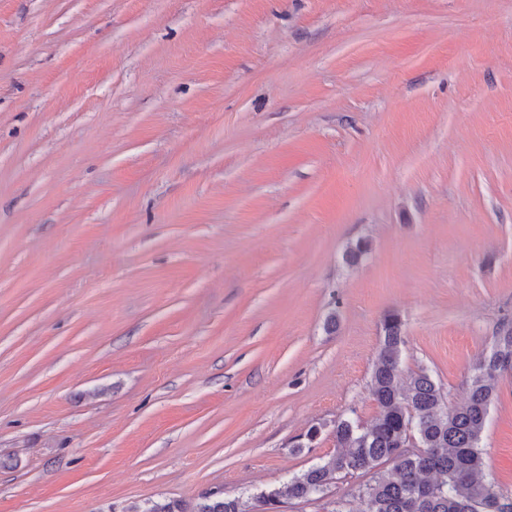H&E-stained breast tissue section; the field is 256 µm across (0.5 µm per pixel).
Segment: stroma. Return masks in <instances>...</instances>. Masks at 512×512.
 I'll use <instances>...</instances> for the list:
<instances>
[{"label":"stroma","instance_id":"1","mask_svg":"<svg viewBox=\"0 0 512 512\" xmlns=\"http://www.w3.org/2000/svg\"><path fill=\"white\" fill-rule=\"evenodd\" d=\"M389 310L453 405L512 323V0H0V512L303 473Z\"/></svg>","mask_w":512,"mask_h":512}]
</instances>
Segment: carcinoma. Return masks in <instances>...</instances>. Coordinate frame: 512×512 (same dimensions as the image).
Returning a JSON list of instances; mask_svg holds the SVG:
<instances>
[{"label": "carcinoma", "mask_w": 512, "mask_h": 512, "mask_svg": "<svg viewBox=\"0 0 512 512\" xmlns=\"http://www.w3.org/2000/svg\"><path fill=\"white\" fill-rule=\"evenodd\" d=\"M369 251L368 241L359 240L345 261L355 264ZM381 331L370 383L377 416L367 426L349 417L334 420L335 455L246 500L207 491L191 510L168 498L129 512H276L284 501L309 502L356 473L370 476L358 489L361 512H491L492 504L496 512H512V493L482 474L480 447L497 398L494 380L512 372V326L496 333L469 377L467 399L457 406L447 404L425 368L399 383L403 322L398 312L383 316ZM412 440L414 451L407 448Z\"/></svg>", "instance_id": "obj_1"}]
</instances>
